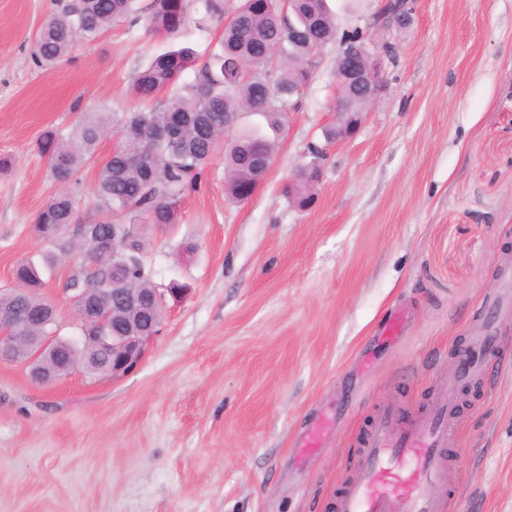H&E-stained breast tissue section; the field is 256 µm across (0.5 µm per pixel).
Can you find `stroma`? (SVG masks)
<instances>
[{
    "mask_svg": "<svg viewBox=\"0 0 512 512\" xmlns=\"http://www.w3.org/2000/svg\"><path fill=\"white\" fill-rule=\"evenodd\" d=\"M385 0H328L341 29L370 26ZM412 22L383 31L384 87L351 138L326 144L338 96L336 48L276 137L252 197L225 193L216 148L179 221L150 227L145 259L166 295L162 329L119 378L81 372L50 384L0 361V512H329L353 475L377 410H424L454 381V351L483 326L512 251V0H409ZM58 0H0V285L39 259L36 212L56 193L37 141L84 114L111 126L70 190L95 220L99 167L137 101L130 83L164 33L115 22L51 70L31 56ZM323 148L307 210L283 186ZM47 278L60 335L76 321ZM403 339L377 340L396 307ZM486 377L460 393L443 512H512V320ZM323 446L293 442L312 412Z\"/></svg>",
    "mask_w": 512,
    "mask_h": 512,
    "instance_id": "obj_1",
    "label": "stroma"
}]
</instances>
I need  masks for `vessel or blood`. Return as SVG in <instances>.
Segmentation results:
<instances>
[{
    "label": "vessel or blood",
    "instance_id": "vessel-or-blood-1",
    "mask_svg": "<svg viewBox=\"0 0 512 512\" xmlns=\"http://www.w3.org/2000/svg\"><path fill=\"white\" fill-rule=\"evenodd\" d=\"M496 352L494 327L470 335L458 357L460 383L483 378ZM456 422L457 398L451 387L424 414L408 416L399 407H381L356 455L357 477L337 495L335 512H441L437 492L451 463L448 433ZM327 426V419L317 416L299 448L321 447Z\"/></svg>",
    "mask_w": 512,
    "mask_h": 512
}]
</instances>
